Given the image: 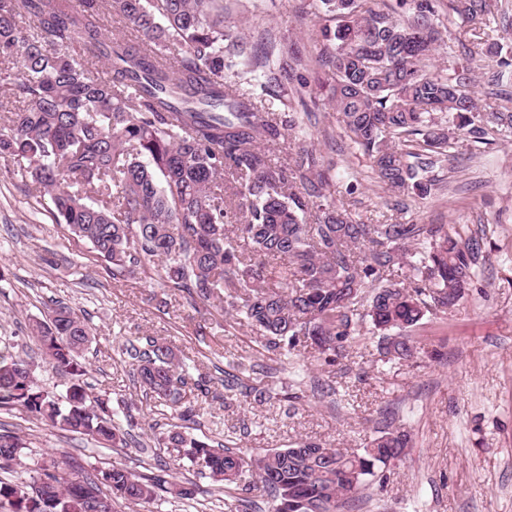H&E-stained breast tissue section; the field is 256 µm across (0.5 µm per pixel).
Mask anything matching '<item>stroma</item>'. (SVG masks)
I'll return each mask as SVG.
<instances>
[{"instance_id": "stroma-1", "label": "stroma", "mask_w": 512, "mask_h": 512, "mask_svg": "<svg viewBox=\"0 0 512 512\" xmlns=\"http://www.w3.org/2000/svg\"><path fill=\"white\" fill-rule=\"evenodd\" d=\"M224 6L248 44L277 33L319 72L315 20L302 12L301 0H224ZM312 110L311 140L330 165L326 194L356 221L445 224L486 238L487 258L472 288L414 329L418 358L382 364L364 329L335 365L311 349L293 362L279 360L256 344L255 331L238 316L190 302L156 279H113L90 244L58 222L21 178L18 162L0 159V350L28 362L40 386L64 393L65 377L42 360L28 323L55 303L68 304L93 328L85 353L89 395L108 394L112 408L131 404L145 414L130 447L110 450L48 429L21 408L0 409V426L27 443L24 463L62 453L85 470L116 462L148 476L167 467L198 479L202 491L190 506L168 500L166 512H227L223 484L197 478L172 449L157 447L156 434L177 415L143 399L121 353L127 340L162 336L210 390L190 427L232 442L245 456L301 439L358 452L377 428L405 427L411 442L404 456L361 491L351 512H512V133L490 145L457 134L453 157L436 158L431 169L430 195L398 197L373 179L330 104L320 99ZM239 356L255 365L249 384L297 389L296 412L288 413L284 402H224L223 370ZM317 382L335 394L313 392Z\"/></svg>"}]
</instances>
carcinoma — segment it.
<instances>
[{
    "instance_id": "obj_1",
    "label": "carcinoma",
    "mask_w": 512,
    "mask_h": 512,
    "mask_svg": "<svg viewBox=\"0 0 512 512\" xmlns=\"http://www.w3.org/2000/svg\"><path fill=\"white\" fill-rule=\"evenodd\" d=\"M325 51L314 81L288 40L251 50L224 24L221 0H0V108L17 103L0 128V157L47 199L58 220L91 244L113 279L158 277L161 285L204 305L232 310L275 355L311 347L328 364L364 325L379 333L382 361H407L411 332L427 314L455 304L485 260L480 235L446 224H365L328 203L324 161L313 147L284 143L311 116L313 87L328 92L344 133L394 194L420 196L427 173L451 156L463 131L488 145L512 127V55L489 37L512 26V0H305ZM112 22L138 41L102 33ZM472 61L497 58L499 91L485 105L475 69L453 61L428 73L444 36ZM108 65L101 77L92 71ZM260 72L267 100L294 87L302 112L257 105L225 72ZM446 112L448 125L434 114ZM157 261L154 268L146 263ZM408 267L407 281L392 278ZM32 340L68 377L65 394L41 387L26 361L0 352V409L23 407L45 425L104 448H126L138 426L104 402L88 403L80 359L94 339L88 320L60 305L30 325ZM145 398L181 419L193 415L186 392L208 389L191 378L175 348L144 336L122 345ZM224 372L225 398L302 396L246 383L241 362ZM407 432L386 426L360 452L300 441L245 457L178 425L162 444L228 487L251 477L234 512H263L250 493L270 496L273 512H349L350 502L408 447ZM25 442L0 430V469L20 461ZM192 501L199 485L164 474L139 476L114 464L70 473L36 462L13 481L0 479V512H93L97 497L153 506L158 492Z\"/></svg>"
}]
</instances>
